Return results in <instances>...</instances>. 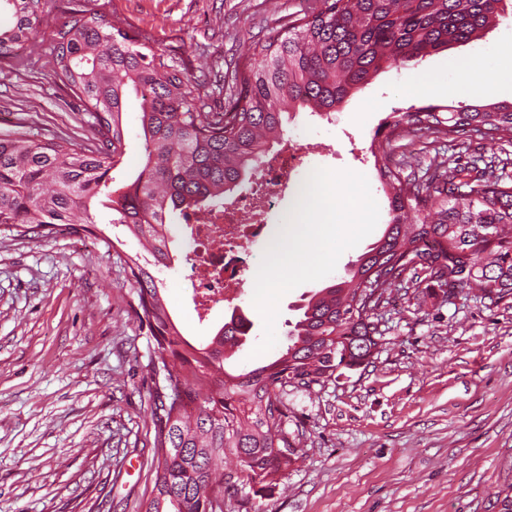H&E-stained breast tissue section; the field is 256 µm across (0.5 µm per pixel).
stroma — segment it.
<instances>
[{"mask_svg":"<svg viewBox=\"0 0 512 512\" xmlns=\"http://www.w3.org/2000/svg\"><path fill=\"white\" fill-rule=\"evenodd\" d=\"M308 0H42L33 40L0 54V129L86 148L95 141L84 101L57 78L56 32L92 6L109 21L148 36L179 62L212 111H221L237 68L255 42L274 36ZM512 61V0L483 37L381 71L331 119L302 112L286 139L303 168L366 176L380 225L345 251L333 274L302 284L279 302L276 345L263 337L254 283L236 305L199 320L183 291L191 244L171 223L175 261L158 278L183 335L204 343L240 308L253 323L238 369L277 358L306 293L343 276L388 221V199L369 147L391 112L428 105L512 101V89L408 95L417 71L447 74L457 55ZM95 238L39 239L0 225V512H142L151 497L154 428L148 365L152 352L135 317L125 261L137 241L92 211ZM385 341L370 363L325 387L294 391L303 457L278 487L224 512H502L512 495V300L475 296L443 304L395 292L384 310Z\"/></svg>","mask_w":512,"mask_h":512,"instance_id":"1","label":"stroma"}]
</instances>
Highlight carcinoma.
I'll return each instance as SVG.
<instances>
[{
  "label": "carcinoma",
  "mask_w": 512,
  "mask_h": 512,
  "mask_svg": "<svg viewBox=\"0 0 512 512\" xmlns=\"http://www.w3.org/2000/svg\"><path fill=\"white\" fill-rule=\"evenodd\" d=\"M40 2L0 0V16L9 17L0 22V52L36 37ZM503 2L323 0L253 44L221 113L207 111L184 70L95 8L58 31L57 76L86 102L97 144L83 149L0 133V224L31 238L91 233V208L104 196L109 223L122 225L154 259L151 266L125 261L153 350L154 487L142 512H223L209 490L272 489L301 457L299 438L287 430L288 388L324 386L369 362L394 287L436 285L443 303L456 297V286L475 288L492 305L512 297V183L495 174V159L481 167L435 158L434 171L420 176L412 158L393 148L410 135L512 143V101L390 114L371 144L388 198L386 230L339 282L304 298L285 351L265 365L226 368L250 330L242 315L231 314L207 344L190 343L156 276L173 260L169 216L206 219L222 210L283 139L284 117L329 115L383 69L480 39ZM131 96L139 101L144 160L114 190ZM229 456L239 463L236 477L224 472Z\"/></svg>",
  "instance_id": "carcinoma-1"
}]
</instances>
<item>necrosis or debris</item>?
Here are the masks:
<instances>
[{
    "mask_svg": "<svg viewBox=\"0 0 512 512\" xmlns=\"http://www.w3.org/2000/svg\"><path fill=\"white\" fill-rule=\"evenodd\" d=\"M298 148L286 145L268 155L256 178L257 192L242 202L225 204L222 212L205 223L187 225L194 244L187 262L186 280L201 313L219 302L231 303L241 295L252 266V246L274 236L273 229L254 221L255 213L274 206L282 184L301 189L305 179Z\"/></svg>",
    "mask_w": 512,
    "mask_h": 512,
    "instance_id": "obj_1",
    "label": "necrosis or debris"
}]
</instances>
